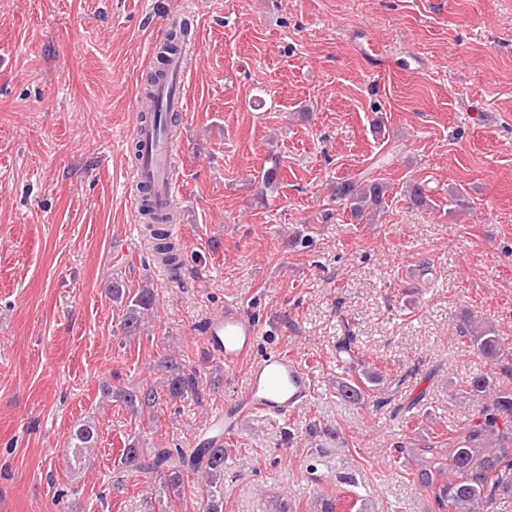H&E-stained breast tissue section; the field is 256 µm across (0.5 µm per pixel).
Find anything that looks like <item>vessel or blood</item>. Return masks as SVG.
I'll return each instance as SVG.
<instances>
[{
    "instance_id": "vessel-or-blood-1",
    "label": "vessel or blood",
    "mask_w": 512,
    "mask_h": 512,
    "mask_svg": "<svg viewBox=\"0 0 512 512\" xmlns=\"http://www.w3.org/2000/svg\"><path fill=\"white\" fill-rule=\"evenodd\" d=\"M133 140L145 144L142 167L137 180L151 184L162 207L175 202L171 171L177 142L136 125ZM260 330L238 304L226 305L223 313L211 318L204 331V343L210 353L223 360L227 369L237 368L242 361L251 366L244 384L229 395L222 410L213 414L203 429L204 437L219 444L236 435L243 418L262 414L279 420L307 406L313 397L310 372L288 352L272 351L258 360H251Z\"/></svg>"
}]
</instances>
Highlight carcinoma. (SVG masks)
<instances>
[{"label":"carcinoma","instance_id":"carcinoma-1","mask_svg":"<svg viewBox=\"0 0 512 512\" xmlns=\"http://www.w3.org/2000/svg\"><path fill=\"white\" fill-rule=\"evenodd\" d=\"M186 34L183 26L171 29L164 42V53L157 57L156 69L148 76L146 90L150 108L142 114V119L151 126L165 128L177 123L176 114L167 110L166 103L154 95V90L165 79L163 66L167 54L180 51ZM140 190L146 237L152 251L164 258L175 278L181 266V252L168 232V217L159 213L151 188L142 186ZM386 193L387 186L382 182L349 179L336 182L332 200L348 208L354 220L362 221L383 208ZM110 295L112 301L124 308L123 333L134 335L155 306L153 289L143 288L131 296L115 281ZM460 337L494 365L503 355L500 337L491 326L466 319L460 326ZM340 349L350 359L347 376L336 381V391L342 399L362 403L383 390L388 382L383 372L360 361L349 342H343ZM160 366L166 369L160 385L146 384L116 392L106 386L103 395L121 400L135 415L153 409L163 394L171 402L190 395L201 398L203 382L199 371L171 359L160 362ZM465 384L466 393L485 400L478 416L459 433L448 437L444 448L401 445L399 453H413L427 459V464L417 474V483L433 496L439 508L448 512H483L484 505L498 496L512 498V388L487 373L472 376ZM97 437V428L91 421L75 429L68 443L74 464L81 466L90 461ZM226 452L224 444L209 441L191 448H146L134 438L123 448L119 463L133 473L162 476L166 490L174 494L184 487L185 475H200L204 478L200 485L202 512H224Z\"/></svg>","mask_w":512,"mask_h":512}]
</instances>
